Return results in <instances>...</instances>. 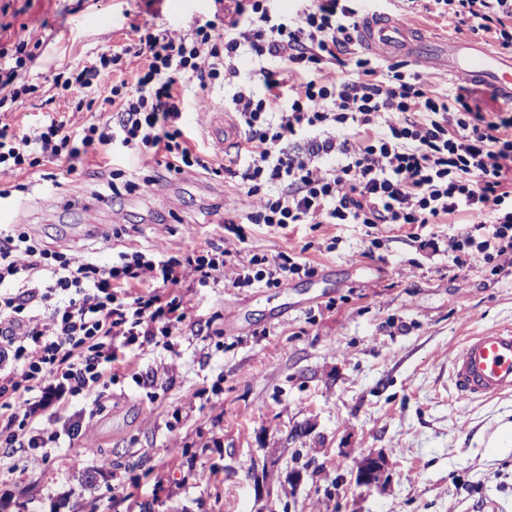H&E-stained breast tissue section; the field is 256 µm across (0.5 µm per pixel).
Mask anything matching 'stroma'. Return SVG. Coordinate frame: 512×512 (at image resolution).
<instances>
[{"instance_id":"obj_1","label":"stroma","mask_w":512,"mask_h":512,"mask_svg":"<svg viewBox=\"0 0 512 512\" xmlns=\"http://www.w3.org/2000/svg\"><path fill=\"white\" fill-rule=\"evenodd\" d=\"M0 40H25L34 59L20 79L33 91L0 108V126L29 129L56 112L76 130L108 117L105 90L77 109L79 89L55 77L102 52L137 43L158 26L180 33L223 27L224 0H0ZM434 36L455 34L431 0H357ZM232 89L211 88V106L185 90L184 117L212 150L242 141ZM89 154L75 173L48 164L0 174L13 187L4 213L22 210L37 237L110 265L129 248L181 256L224 242V212L253 208L235 184L176 175L147 192L112 195ZM83 187L74 200V183ZM245 250L283 248L315 272L277 288L195 284L181 295L191 331L121 350L88 431L60 438L35 466L25 448L0 460V512H512V395L459 397L450 356L466 337L512 326V273L458 268L445 249L409 243L407 227L371 242L361 224H299L287 236L246 225ZM373 250L367 258L365 250ZM171 364L168 378L147 373ZM281 449L278 475L258 496L256 466ZM381 453L392 481L380 493L357 484L355 463ZM302 484L286 488L289 468Z\"/></svg>"}]
</instances>
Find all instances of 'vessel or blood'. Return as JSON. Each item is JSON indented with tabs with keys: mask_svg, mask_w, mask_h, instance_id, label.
<instances>
[{
	"mask_svg": "<svg viewBox=\"0 0 512 512\" xmlns=\"http://www.w3.org/2000/svg\"><path fill=\"white\" fill-rule=\"evenodd\" d=\"M359 43L382 48L386 55H404L429 69H446L449 77L491 87L512 103V56L463 42H441L417 28L367 14ZM454 385L468 399H491L512 392V328L501 327L467 337L451 358Z\"/></svg>",
	"mask_w": 512,
	"mask_h": 512,
	"instance_id": "vessel-or-blood-1",
	"label": "vessel or blood"
}]
</instances>
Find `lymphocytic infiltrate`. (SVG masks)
Listing matches in <instances>:
<instances>
[{
    "label": "lymphocytic infiltrate",
    "mask_w": 512,
    "mask_h": 512,
    "mask_svg": "<svg viewBox=\"0 0 512 512\" xmlns=\"http://www.w3.org/2000/svg\"><path fill=\"white\" fill-rule=\"evenodd\" d=\"M223 32L208 23L181 34L140 36L147 65L114 84L112 116L71 132L64 119L16 133L0 127V173L66 165L105 150L152 164L142 180L112 169L108 189L136 192L169 175L198 171L235 182L255 207L244 219L283 232L293 224L410 226L419 230L464 212L468 231L449 238L448 257L512 267V115L486 117L466 87L454 98L419 73L381 67L355 47L362 21L351 0H306L289 20L272 0H233ZM440 15L469 24L512 53V0H433ZM261 60L254 84L240 82L242 55ZM102 53L65 79L64 88H96L121 65ZM26 41L0 43V91L29 94L19 76L32 61ZM193 82L198 109L215 84L234 86L232 102L244 141L227 164L195 145L182 120L178 86ZM239 215H224L237 240ZM300 256L242 253L210 246L182 257L163 250L118 252L111 266L46 245L24 225L0 229V446L30 449L32 462L60 436L83 435V415L60 421L54 408L98 395L112 379L120 348L138 338L178 336L187 328L180 300L186 282L206 286H279L311 274Z\"/></svg>",
    "instance_id": "1"
}]
</instances>
